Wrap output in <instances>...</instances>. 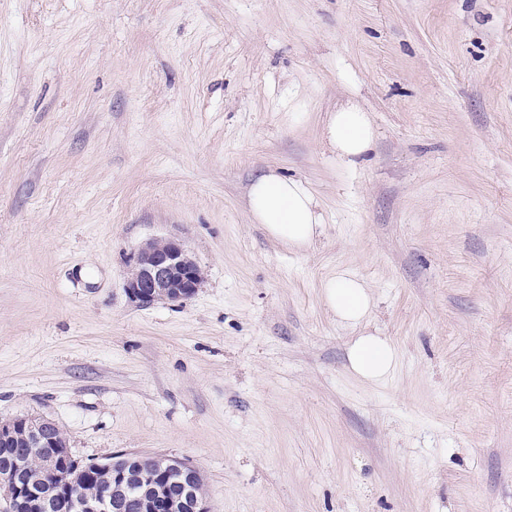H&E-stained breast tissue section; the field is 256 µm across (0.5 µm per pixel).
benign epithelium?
I'll return each instance as SVG.
<instances>
[{"label":"benign epithelium","mask_w":512,"mask_h":512,"mask_svg":"<svg viewBox=\"0 0 512 512\" xmlns=\"http://www.w3.org/2000/svg\"><path fill=\"white\" fill-rule=\"evenodd\" d=\"M200 284L194 261L183 244L171 239L159 247L150 240L134 256L125 282L129 300L139 307L158 302L181 303L192 297ZM53 420L36 415L0 418V446L23 442V447L43 465V483L48 490L27 481L1 480L0 498L9 512H41L53 497L68 496L74 512H127L134 500L129 493L128 472H140L142 482L179 485L171 498L160 497L149 512H211L201 471L189 461L167 455L128 452L112 456V484L88 494L83 489L85 472L74 466L69 476L60 471L71 458L70 448L59 443Z\"/></svg>","instance_id":"7a95c632"}]
</instances>
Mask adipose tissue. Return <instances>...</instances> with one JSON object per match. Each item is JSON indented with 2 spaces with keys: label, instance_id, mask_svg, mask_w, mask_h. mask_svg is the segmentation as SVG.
<instances>
[{
  "label": "adipose tissue",
  "instance_id": "1",
  "mask_svg": "<svg viewBox=\"0 0 512 512\" xmlns=\"http://www.w3.org/2000/svg\"><path fill=\"white\" fill-rule=\"evenodd\" d=\"M374 129L366 112L349 105L332 113L323 138L347 165L363 161L374 142ZM248 210L255 223L275 240L291 248L309 246L319 235L322 218L312 194L300 181L275 173L257 176L249 190ZM322 298L339 322L360 324L374 302L369 288L354 275L342 273L322 287ZM349 369L359 378L377 382L396 364V349L381 336H357L348 346Z\"/></svg>",
  "mask_w": 512,
  "mask_h": 512
}]
</instances>
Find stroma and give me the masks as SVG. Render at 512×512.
<instances>
[{"label": "stroma", "mask_w": 512, "mask_h": 512, "mask_svg": "<svg viewBox=\"0 0 512 512\" xmlns=\"http://www.w3.org/2000/svg\"><path fill=\"white\" fill-rule=\"evenodd\" d=\"M367 112L348 166L328 113ZM323 233L253 223L258 173ZM203 273L139 307L146 241ZM350 271L375 309L339 324ZM397 364L347 368L355 332ZM187 459L214 512H512V0H0V417ZM374 129L366 112L354 105L333 112L325 123L323 138L347 165L365 159L374 142ZM312 194L303 184L275 173L257 176L249 190L248 210L275 240L305 248L320 234L322 218ZM322 298L339 322L360 324L371 312L374 302L371 291L354 275L342 273L322 287Z\"/></svg>", "instance_id": "1"}]
</instances>
